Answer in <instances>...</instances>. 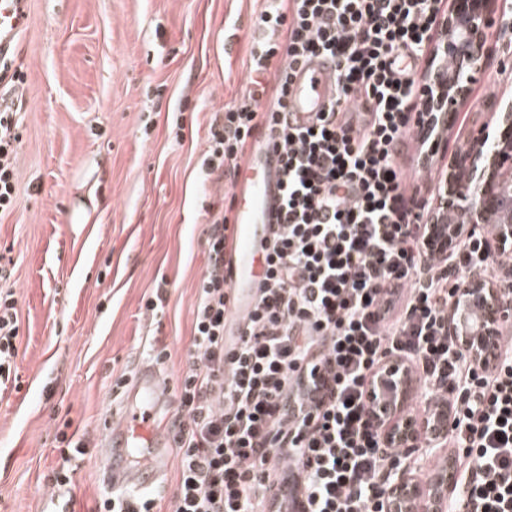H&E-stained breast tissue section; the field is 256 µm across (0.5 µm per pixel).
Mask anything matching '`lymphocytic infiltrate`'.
<instances>
[{"label": "lymphocytic infiltrate", "mask_w": 512, "mask_h": 512, "mask_svg": "<svg viewBox=\"0 0 512 512\" xmlns=\"http://www.w3.org/2000/svg\"><path fill=\"white\" fill-rule=\"evenodd\" d=\"M443 0H266L244 95L216 113L206 173L232 182L252 135L283 155V193L262 288L233 347L225 251L232 198L210 222L186 369L169 424L180 462L170 512H384L401 457L374 424L368 397L384 365L411 371L422 409L449 407L435 445L459 472L448 512H512V340L474 364L448 334L466 275L490 276L487 231L449 256L425 244L433 201L399 162L428 100L419 66L443 27ZM330 57L336 99L304 129L280 123L291 72ZM273 103L258 107L264 96ZM20 114L0 105V218L19 204ZM19 317L0 291V392L17 383Z\"/></svg>", "instance_id": "lymphocytic-infiltrate-1"}]
</instances>
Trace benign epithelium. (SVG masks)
Segmentation results:
<instances>
[{
  "mask_svg": "<svg viewBox=\"0 0 512 512\" xmlns=\"http://www.w3.org/2000/svg\"><path fill=\"white\" fill-rule=\"evenodd\" d=\"M491 0H452L448 13V34L439 51L454 62L451 78L444 79L443 65L434 63L428 72L431 112L427 113L425 128L442 129L452 125L460 108L467 103V93L473 78L485 65L489 48L485 29L492 23ZM496 131L491 134L483 125L469 133L467 150L445 160L428 155V161L445 171L444 192L448 210L461 216L456 224H447L439 236L433 237L435 250L448 255L460 235L489 223L500 212L512 213V197L505 190L512 185V112H497ZM488 248L502 259L508 281L490 284L477 274L466 279L448 305V334L463 336L462 345L478 364L486 360L485 343L468 340L470 336H497L505 324L512 322V297L506 298L503 289H512V219L495 225L488 238ZM472 307L482 310L475 327L465 325V316ZM409 387L406 371L392 362L379 380V388L398 389L404 396ZM394 407L374 401L370 415L381 427L384 441L406 452L427 442L428 436L445 432L453 423V414L445 409L432 423L425 420L408 423L391 417ZM410 465L396 463L394 479L387 490L386 512H447L448 482L442 476L435 483L424 486L409 475Z\"/></svg>",
  "mask_w": 512,
  "mask_h": 512,
  "instance_id": "obj_1",
  "label": "benign epithelium"
}]
</instances>
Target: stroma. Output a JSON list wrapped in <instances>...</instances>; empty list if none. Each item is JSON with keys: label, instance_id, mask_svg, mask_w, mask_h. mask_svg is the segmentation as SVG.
<instances>
[{"label": "stroma", "instance_id": "1", "mask_svg": "<svg viewBox=\"0 0 512 512\" xmlns=\"http://www.w3.org/2000/svg\"><path fill=\"white\" fill-rule=\"evenodd\" d=\"M264 0H29L13 66L22 89L19 205L0 219L20 319V389L0 394V512H94L111 492L100 431L133 366L165 351L186 368L207 265L205 229L224 179L202 178L209 126L247 85ZM493 51L442 142L512 110V35ZM162 291V315L145 301ZM87 445L72 483L48 479L63 420Z\"/></svg>", "mask_w": 512, "mask_h": 512}]
</instances>
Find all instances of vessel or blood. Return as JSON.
<instances>
[{"label": "vessel or blood", "instance_id": "b4317fda", "mask_svg": "<svg viewBox=\"0 0 512 512\" xmlns=\"http://www.w3.org/2000/svg\"><path fill=\"white\" fill-rule=\"evenodd\" d=\"M26 0H0V61L11 56L27 24ZM336 96L334 64L316 56L292 72L287 121L310 126ZM235 198V232L228 245L224 276L233 296L229 320L241 323L249 312L263 267L262 249L277 222L282 191L279 151L255 136L231 186ZM127 399L118 422H105L113 487L136 491L153 487L171 463L168 438L159 410L172 388L151 364L138 367L128 380Z\"/></svg>", "mask_w": 512, "mask_h": 512}]
</instances>
